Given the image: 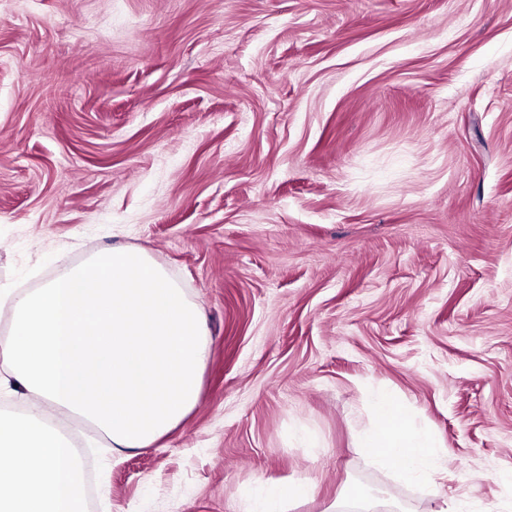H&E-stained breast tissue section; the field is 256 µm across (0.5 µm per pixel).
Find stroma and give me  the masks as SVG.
Masks as SVG:
<instances>
[{
    "label": "stroma",
    "mask_w": 512,
    "mask_h": 512,
    "mask_svg": "<svg viewBox=\"0 0 512 512\" xmlns=\"http://www.w3.org/2000/svg\"><path fill=\"white\" fill-rule=\"evenodd\" d=\"M145 250L206 322L150 447L83 419L87 512H432L359 443L393 392L512 512V0H0V287ZM315 484L302 480L296 485H284L274 489L264 503L258 508V512H281L278 510L282 503L291 498L312 496Z\"/></svg>",
    "instance_id": "stroma-1"
}]
</instances>
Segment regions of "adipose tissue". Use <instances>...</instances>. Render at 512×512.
I'll return each instance as SVG.
<instances>
[{
  "label": "adipose tissue",
  "instance_id": "ef3b65f1",
  "mask_svg": "<svg viewBox=\"0 0 512 512\" xmlns=\"http://www.w3.org/2000/svg\"><path fill=\"white\" fill-rule=\"evenodd\" d=\"M373 407L375 421L360 442L364 453L378 465L396 470L400 479L428 481L429 494L440 496L439 485L431 481L440 467L435 441L409 426V410L395 394H378Z\"/></svg>",
  "mask_w": 512,
  "mask_h": 512
}]
</instances>
